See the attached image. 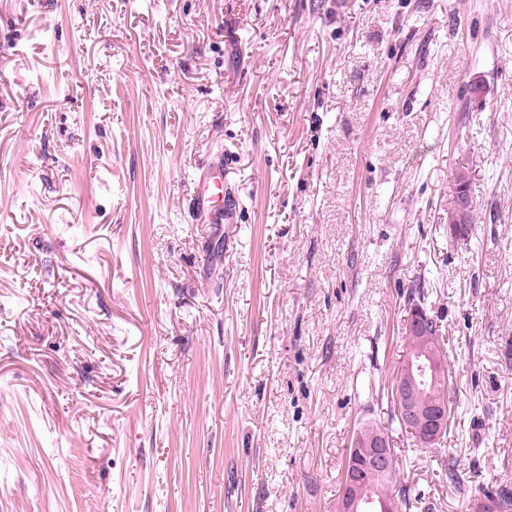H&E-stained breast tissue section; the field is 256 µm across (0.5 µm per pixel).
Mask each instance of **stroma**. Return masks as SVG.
<instances>
[{"mask_svg": "<svg viewBox=\"0 0 512 512\" xmlns=\"http://www.w3.org/2000/svg\"><path fill=\"white\" fill-rule=\"evenodd\" d=\"M419 287L464 471L402 433L400 478L468 512L512 483V0H0V512H338ZM232 159L226 156L219 160L213 171L200 174L193 183L190 201L200 220L208 224H233L236 202L234 196L224 193V170H228ZM469 178L470 176L466 172L458 173V176L455 179V191L453 192V194H451L450 199L448 201V213L453 212L457 206L456 215L452 219L448 220L450 234L456 239H466L469 237L466 226V218L467 214L472 209L471 201L473 202L472 199H469L471 198L468 192ZM461 195L469 198L463 197L462 199H459ZM475 210L476 208L473 204V210L470 212L468 219L469 228L471 224L474 223Z\"/></svg>", "mask_w": 512, "mask_h": 512, "instance_id": "obj_1", "label": "stroma"}]
</instances>
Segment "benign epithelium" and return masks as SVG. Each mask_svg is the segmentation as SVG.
Instances as JSON below:
<instances>
[{"label": "benign epithelium", "instance_id": "1", "mask_svg": "<svg viewBox=\"0 0 512 512\" xmlns=\"http://www.w3.org/2000/svg\"><path fill=\"white\" fill-rule=\"evenodd\" d=\"M472 209L471 200L464 197L458 201L456 215L448 220L450 234L456 239L469 237L466 226L467 214ZM427 325L426 312L417 307L411 310L408 328L414 335H425ZM417 382L413 372L403 369L397 374L394 390L398 414L409 428L418 432L424 446H431L443 433L448 424V405L442 400L431 409L420 408L415 404ZM392 461L386 435L373 433L365 438L357 435L348 453L344 471V491L339 504V512H358L361 498L364 496L367 473L388 472Z\"/></svg>", "mask_w": 512, "mask_h": 512}]
</instances>
